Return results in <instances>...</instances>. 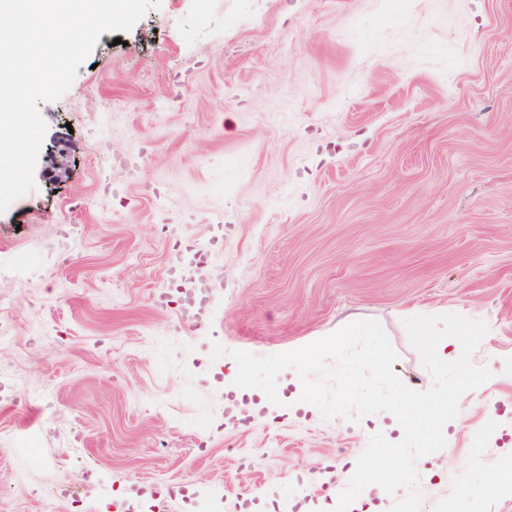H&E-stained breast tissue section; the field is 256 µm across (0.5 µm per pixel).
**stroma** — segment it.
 Returning a JSON list of instances; mask_svg holds the SVG:
<instances>
[{"label":"stroma","instance_id":"stroma-1","mask_svg":"<svg viewBox=\"0 0 512 512\" xmlns=\"http://www.w3.org/2000/svg\"><path fill=\"white\" fill-rule=\"evenodd\" d=\"M38 110L35 188L0 213L24 403L0 398V512L60 484L114 512L143 481L196 512H335L370 436L403 428L323 418L291 369L271 404L234 386L232 351L374 320L426 391L403 321L450 313L487 323L492 377L418 461L422 512L512 483V0H161ZM194 245L223 273L198 328L154 303Z\"/></svg>","mask_w":512,"mask_h":512}]
</instances>
